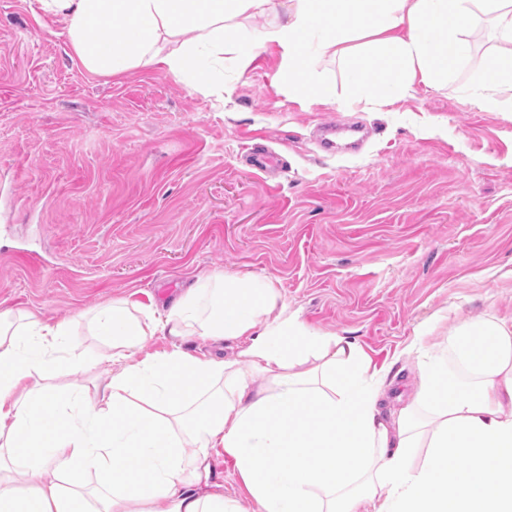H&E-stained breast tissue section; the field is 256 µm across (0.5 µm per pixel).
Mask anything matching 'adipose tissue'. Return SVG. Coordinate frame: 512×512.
<instances>
[{
  "instance_id": "obj_1",
  "label": "adipose tissue",
  "mask_w": 512,
  "mask_h": 512,
  "mask_svg": "<svg viewBox=\"0 0 512 512\" xmlns=\"http://www.w3.org/2000/svg\"><path fill=\"white\" fill-rule=\"evenodd\" d=\"M64 16L89 72L137 66L223 93L216 57L242 64L275 49L289 91L325 104L336 83L310 55L345 66L347 98L392 105L447 86L470 55L477 20L499 49L475 102L512 88V0H39ZM268 18L259 35L241 26ZM176 47L163 52L159 41ZM269 279L214 274L169 306L133 315L118 301L94 314L112 353L80 360L90 387L59 395L67 320L0 312V512H240L211 484V455L234 461L256 512H512V323L461 326L453 362L426 361L412 399L383 417L382 381L360 346L270 320ZM170 347L146 354L149 336ZM235 340L232 358L185 350ZM265 382L255 385L254 375ZM431 448L414 466L410 452ZM467 470H457V459ZM93 480H86V473Z\"/></svg>"
}]
</instances>
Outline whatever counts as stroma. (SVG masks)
I'll return each instance as SVG.
<instances>
[{
  "label": "stroma",
  "mask_w": 512,
  "mask_h": 512,
  "mask_svg": "<svg viewBox=\"0 0 512 512\" xmlns=\"http://www.w3.org/2000/svg\"><path fill=\"white\" fill-rule=\"evenodd\" d=\"M470 41L446 88L387 108L300 102L273 53L225 54L218 97L143 66L90 74L62 18L0 0V312L74 319L65 354L86 358L110 351L105 304L266 277L309 330L363 348L390 416L459 325L512 318V114L470 103L498 46L484 23ZM336 120L371 129L360 151H320ZM255 146L287 167L246 166Z\"/></svg>",
  "instance_id": "obj_1"
}]
</instances>
